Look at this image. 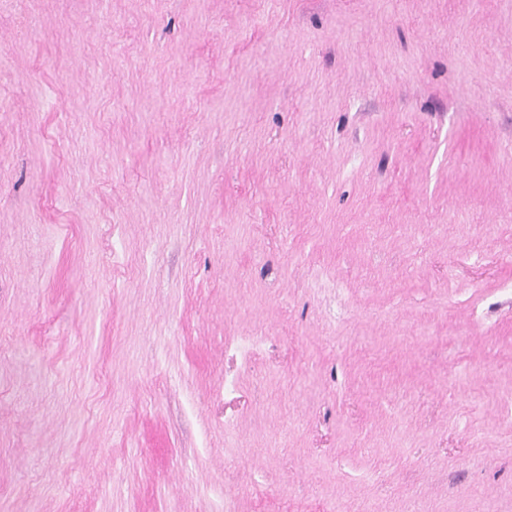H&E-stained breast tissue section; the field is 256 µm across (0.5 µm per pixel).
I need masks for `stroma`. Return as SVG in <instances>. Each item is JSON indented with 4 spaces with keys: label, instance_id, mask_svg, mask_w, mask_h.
I'll use <instances>...</instances> for the list:
<instances>
[{
    "label": "stroma",
    "instance_id": "obj_1",
    "mask_svg": "<svg viewBox=\"0 0 512 512\" xmlns=\"http://www.w3.org/2000/svg\"><path fill=\"white\" fill-rule=\"evenodd\" d=\"M0 512H512V0H0Z\"/></svg>",
    "mask_w": 512,
    "mask_h": 512
}]
</instances>
